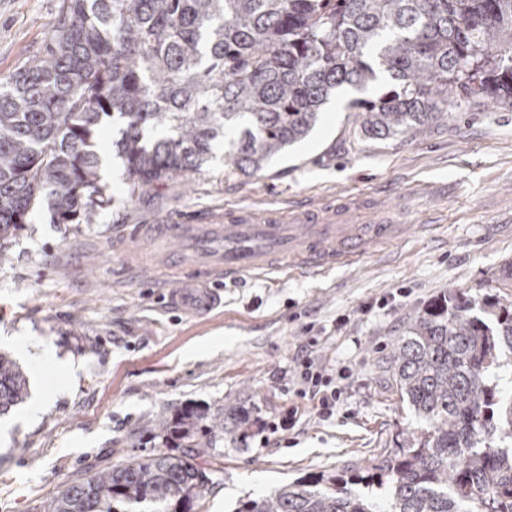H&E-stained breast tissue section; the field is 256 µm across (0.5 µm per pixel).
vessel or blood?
I'll return each mask as SVG.
<instances>
[{
  "instance_id": "vessel-or-blood-1",
  "label": "vessel or blood",
  "mask_w": 512,
  "mask_h": 512,
  "mask_svg": "<svg viewBox=\"0 0 512 512\" xmlns=\"http://www.w3.org/2000/svg\"><path fill=\"white\" fill-rule=\"evenodd\" d=\"M408 231L377 203L350 194L284 209L228 207L142 224L133 234L154 235L171 246L184 273L169 299L204 316L221 301L208 285L213 277L232 282L255 272L350 267L370 249L398 241Z\"/></svg>"
}]
</instances>
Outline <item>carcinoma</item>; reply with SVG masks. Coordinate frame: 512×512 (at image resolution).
<instances>
[{
	"instance_id": "1",
	"label": "carcinoma",
	"mask_w": 512,
	"mask_h": 512,
	"mask_svg": "<svg viewBox=\"0 0 512 512\" xmlns=\"http://www.w3.org/2000/svg\"><path fill=\"white\" fill-rule=\"evenodd\" d=\"M386 73L392 89L354 103L374 137L426 125L453 93L512 98V0H64L41 55L0 81V264L29 210L91 224L112 194L98 132L119 122L128 179L199 172L225 131L248 126L224 167L250 174L303 138L331 90ZM491 327L450 290L416 311L391 359L425 428L407 447L302 477L236 512H512V400L490 375L512 358V305ZM0 354V413L28 395ZM170 445L63 486L48 512H183L220 468L208 413L161 426Z\"/></svg>"
}]
</instances>
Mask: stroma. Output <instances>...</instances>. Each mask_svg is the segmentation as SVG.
<instances>
[{
	"label": "stroma",
	"mask_w": 512,
	"mask_h": 512,
	"mask_svg": "<svg viewBox=\"0 0 512 512\" xmlns=\"http://www.w3.org/2000/svg\"><path fill=\"white\" fill-rule=\"evenodd\" d=\"M60 4L0 0V78L42 51ZM389 88L385 78L343 87L309 135L257 173H225L219 145L188 181L135 190L126 174L107 177L112 206L94 223H53L43 205L29 213L0 265V352L29 377L25 401L0 415L11 426L0 436V512H47L65 484L162 448L159 422L188 407L224 423L212 450L221 470L191 512H234L288 481L405 447L423 428L388 372L409 314L449 289L478 316L486 295L512 303L500 285L512 269V103L452 98L418 133L369 137L352 103ZM346 193L399 212L413 235L354 269L225 284L204 317L169 303L176 274L142 268L153 246L126 237L181 210ZM401 287L408 297L379 306ZM312 334L314 357L350 370L327 420L284 377ZM291 409L294 428L271 433Z\"/></svg>",
	"instance_id": "obj_1"
}]
</instances>
